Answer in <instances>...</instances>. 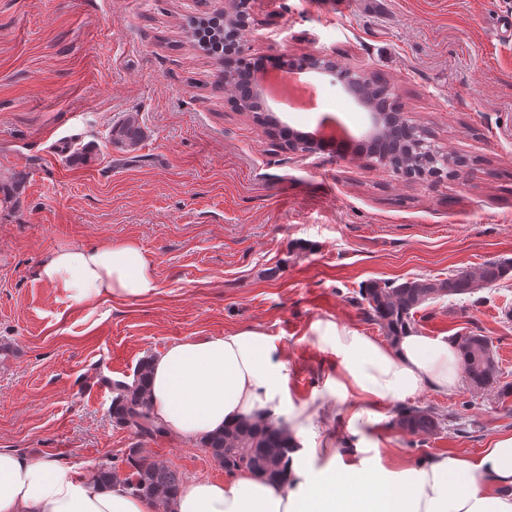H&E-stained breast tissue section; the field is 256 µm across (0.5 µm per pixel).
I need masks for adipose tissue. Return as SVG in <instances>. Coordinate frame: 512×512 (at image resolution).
Here are the masks:
<instances>
[{
	"instance_id": "obj_1",
	"label": "adipose tissue",
	"mask_w": 512,
	"mask_h": 512,
	"mask_svg": "<svg viewBox=\"0 0 512 512\" xmlns=\"http://www.w3.org/2000/svg\"><path fill=\"white\" fill-rule=\"evenodd\" d=\"M48 284L79 303L153 295L151 263L131 241L63 248L39 269ZM311 330L337 358L334 402L312 397L284 405L287 362L267 335L242 328L186 338L152 357L146 390L167 433L195 444L241 418L282 421L296 445L286 480L241 469L224 479L190 478L173 496L172 512H512V432L494 434L477 456L438 453L418 465L382 456L369 435L381 409L426 390L452 395L461 357L452 340L410 328L385 345L335 320ZM321 440L308 444L310 433ZM324 457L317 472L306 458ZM0 512H154L150 500L116 480L74 472L52 459L0 448Z\"/></svg>"
}]
</instances>
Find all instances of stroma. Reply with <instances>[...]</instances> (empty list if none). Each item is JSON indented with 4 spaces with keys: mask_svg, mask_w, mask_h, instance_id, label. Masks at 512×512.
Listing matches in <instances>:
<instances>
[{
    "mask_svg": "<svg viewBox=\"0 0 512 512\" xmlns=\"http://www.w3.org/2000/svg\"><path fill=\"white\" fill-rule=\"evenodd\" d=\"M224 0H0V448L73 470L126 471L129 448L182 478L220 479L207 449L172 434L137 438L110 415L108 380L132 379L173 341L255 327L288 362L287 405L327 395L335 354L311 331L334 319L385 334L360 305L372 281L445 279L512 259V0H252L248 54L321 53L388 80L412 122L468 165L406 178L365 159L292 152L226 102L223 58L193 19ZM318 106L284 112L307 131L367 112L315 78ZM134 112L135 144L112 129ZM68 138L70 150L57 142ZM92 157L84 166L70 152ZM131 240L158 289L74 303L42 281L56 249ZM414 328L490 338L512 384V278L419 308ZM441 415L413 436L382 410L386 447L418 463L479 454L512 431V394L461 386L415 398Z\"/></svg>",
    "mask_w": 512,
    "mask_h": 512,
    "instance_id": "obj_1",
    "label": "stroma"
}]
</instances>
